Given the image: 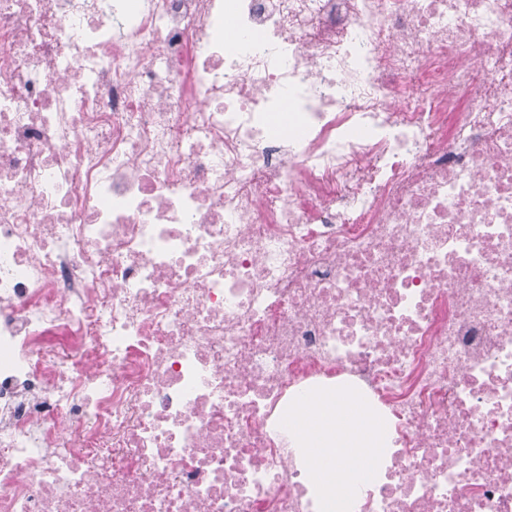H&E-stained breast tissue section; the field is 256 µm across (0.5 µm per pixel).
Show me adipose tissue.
<instances>
[{"instance_id":"obj_1","label":"adipose tissue","mask_w":512,"mask_h":512,"mask_svg":"<svg viewBox=\"0 0 512 512\" xmlns=\"http://www.w3.org/2000/svg\"><path fill=\"white\" fill-rule=\"evenodd\" d=\"M288 424L305 452L323 512H349L354 495L377 476L375 463L387 446L383 423L339 394L296 408Z\"/></svg>"}]
</instances>
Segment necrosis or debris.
<instances>
[{
  "mask_svg": "<svg viewBox=\"0 0 512 512\" xmlns=\"http://www.w3.org/2000/svg\"><path fill=\"white\" fill-rule=\"evenodd\" d=\"M512 512V0H0V512ZM337 420L343 427L335 430ZM288 424L304 448L323 511H350L354 495L377 477L375 463L387 446L383 423L361 403L336 394L296 408Z\"/></svg>",
  "mask_w": 512,
  "mask_h": 512,
  "instance_id": "obj_1",
  "label": "necrosis or debris"
}]
</instances>
